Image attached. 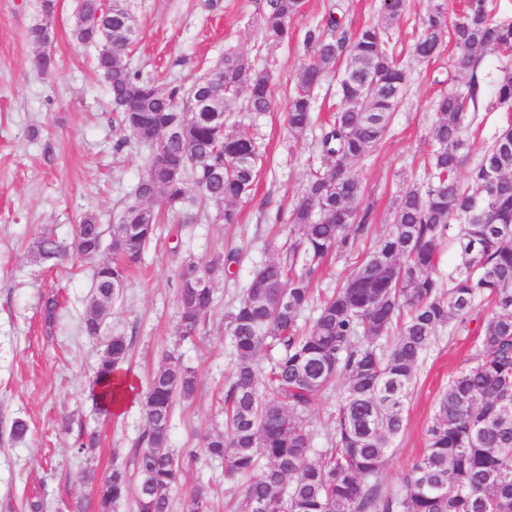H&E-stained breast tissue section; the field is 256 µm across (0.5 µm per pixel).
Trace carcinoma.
<instances>
[{"mask_svg":"<svg viewBox=\"0 0 512 512\" xmlns=\"http://www.w3.org/2000/svg\"><path fill=\"white\" fill-rule=\"evenodd\" d=\"M304 0H267L260 16L263 41L279 46L294 38L291 20ZM57 0H41V22L28 31L41 48L31 68L55 66L48 26ZM407 0H382L377 18L354 31L328 17L305 28L309 61L299 70L288 103L295 138L312 125L313 93L339 74V105L322 130V163L312 171L289 212L288 250L262 264L238 304L225 315L236 364L224 397V429L205 437L204 453L230 475H259L245 490L242 512H512V121L487 146L466 184L458 178L460 155L471 151L467 130L482 101L477 80L434 102L433 150L424 184H408L394 197L387 232L365 254L358 243L372 235V213L360 207L363 183L355 168L375 152L401 103L406 75L389 50ZM133 20L116 4L79 0L72 26L82 44L110 45L94 68L107 85L122 131L115 149H146L143 170L117 222L104 226L86 214L67 241L41 233L32 252L41 263L70 254L94 258L112 243V257L94 266L82 331L106 337L91 397H113L131 344L109 335L107 319L122 296L125 273L138 264L157 225L184 209L188 188L215 220L237 224V204L251 195L262 159L257 142L228 122L234 104L251 112L272 106L270 75L245 55L228 52L215 65L221 112L182 116L190 92L173 82L143 76L130 66ZM413 54L435 59L445 40L455 44L453 68L473 73L488 54L512 50V20L495 17L487 0H466L452 22L444 0H428L414 20ZM491 107L512 108V69L503 68ZM166 153L182 159L173 172L156 164ZM459 224L461 261L448 278L438 271L441 242ZM353 264L332 293L314 303L311 275L329 257ZM234 253L217 251L178 269L176 335L192 341L214 306L213 285L232 274ZM492 304L489 313L479 302ZM316 304L313 317L302 312ZM453 322L463 331L476 323L478 353L440 394L428 428V445L404 477L400 493L386 492L378 474L393 440L403 431L416 372L439 329ZM271 351L266 372L257 355ZM344 381L336 403L331 447L312 453L306 412L316 398ZM273 397H259L260 383ZM195 371L173 352L162 355L141 396L144 430L133 454L134 475L115 465L92 486L100 512L132 498L136 512H171V493L184 465L199 461L193 449L170 448L174 405L192 398ZM207 488L189 494L187 512H206Z\"/></svg>","mask_w":512,"mask_h":512,"instance_id":"cac0c4a2","label":"carcinoma"}]
</instances>
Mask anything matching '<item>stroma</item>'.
Returning <instances> with one entry per match:
<instances>
[{"instance_id":"35a3bbf8","label":"stroma","mask_w":512,"mask_h":512,"mask_svg":"<svg viewBox=\"0 0 512 512\" xmlns=\"http://www.w3.org/2000/svg\"><path fill=\"white\" fill-rule=\"evenodd\" d=\"M344 6L349 29L373 21L381 0H305L292 21L296 31L325 21L335 3ZM40 0H0V512H95L88 477H101L113 464L131 465L143 431L139 405L100 413L89 396L101 341L84 336L81 317L90 289L91 261L69 258L50 266L36 261L31 247L45 231L71 238L82 215L110 224L136 185L145 149L115 151L121 133L113 122L106 85L93 70V47L71 36L79 0H58L50 50L54 68L31 71L36 46L28 30L39 23ZM134 20L136 39L128 57L144 75L183 86L210 70L226 50L244 53L271 73L274 105L264 113L234 107L241 132L256 138L266 162L250 198L239 203L241 222L206 219L182 223L172 216L159 225L141 264L130 272L109 319L111 333L131 339L129 373L145 389L163 350L194 368L197 390L177 403L170 431L174 451L201 446L204 433L224 424V392L236 357L224 332V314L247 285L254 268L277 257L288 238L283 218L322 157L316 144L327 113L336 105V78L316 91L314 125L304 139L287 124L288 99L308 55L301 40L266 46L257 20L265 0H120ZM427 0H409L394 28L391 46L409 73L403 101L376 152L357 174L365 186L363 205L372 210L375 234L386 229L392 197L409 178H422L431 148L432 101L439 80L455 88L467 79L451 77L454 46L431 64L412 55L414 19ZM235 251L236 274L214 285L215 305L194 342L175 336L177 258L207 262L214 252ZM57 296L60 308L46 324L44 302ZM474 334L441 328L417 370L403 432L390 448L380 484L398 492L411 465L425 452L427 429L439 395L475 354ZM28 425L24 438L11 434L14 421ZM96 443L80 449L79 437ZM172 494L173 512H186L189 488L212 484L208 512H236L240 482L226 478L224 465L202 460L183 474Z\"/></svg>"}]
</instances>
